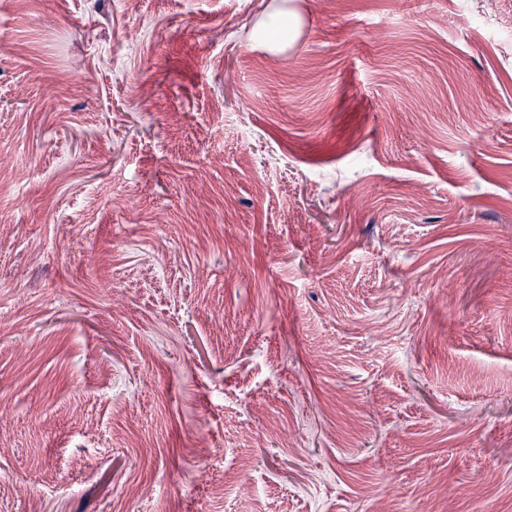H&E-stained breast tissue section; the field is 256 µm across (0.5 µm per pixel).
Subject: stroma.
Listing matches in <instances>:
<instances>
[{
    "label": "stroma",
    "instance_id": "1",
    "mask_svg": "<svg viewBox=\"0 0 512 512\" xmlns=\"http://www.w3.org/2000/svg\"><path fill=\"white\" fill-rule=\"evenodd\" d=\"M509 25L0 0V512H512Z\"/></svg>",
    "mask_w": 512,
    "mask_h": 512
}]
</instances>
